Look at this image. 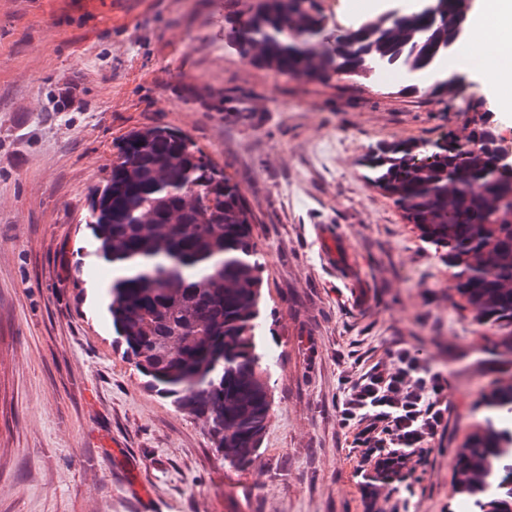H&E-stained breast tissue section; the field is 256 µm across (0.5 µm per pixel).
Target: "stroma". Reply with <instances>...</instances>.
Listing matches in <instances>:
<instances>
[{
	"instance_id": "35a3bbf8",
	"label": "stroma",
	"mask_w": 512,
	"mask_h": 512,
	"mask_svg": "<svg viewBox=\"0 0 512 512\" xmlns=\"http://www.w3.org/2000/svg\"><path fill=\"white\" fill-rule=\"evenodd\" d=\"M249 0H0V512H363L336 404L401 342L448 374V433L414 512H473L452 457L512 382L497 327L460 310L443 249L366 179L381 142L462 131L448 98L380 77L318 83L246 63L225 18ZM245 96L215 112L188 93ZM189 133L240 183L264 247L269 423L246 470L147 387L93 281L87 197L130 130ZM336 242L323 248L322 233ZM112 478H105L104 469Z\"/></svg>"
}]
</instances>
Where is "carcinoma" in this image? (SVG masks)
Listing matches in <instances>:
<instances>
[{"mask_svg":"<svg viewBox=\"0 0 512 512\" xmlns=\"http://www.w3.org/2000/svg\"><path fill=\"white\" fill-rule=\"evenodd\" d=\"M469 0H425L358 25L329 49L318 0H252L229 18L230 44L248 63L324 83L378 64L429 74L470 31L455 20ZM424 90L454 96L458 78ZM470 141L450 130L425 143L378 145L367 179L393 199L421 236L445 250L453 290L476 319L503 330L512 354V168L496 164L495 121L470 99ZM240 184L184 131L148 126L116 145L93 188L85 224L96 255L114 267L107 310L148 387L204 420L229 466L253 462L272 408L261 330L263 249ZM492 412L453 459L456 489L479 512H512V384L486 392Z\"/></svg>","mask_w":512,"mask_h":512,"instance_id":"1","label":"carcinoma"}]
</instances>
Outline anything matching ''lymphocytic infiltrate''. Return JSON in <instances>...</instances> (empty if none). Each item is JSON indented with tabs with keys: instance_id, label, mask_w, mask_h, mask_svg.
I'll use <instances>...</instances> for the list:
<instances>
[{
	"instance_id": "lymphocytic-infiltrate-1",
	"label": "lymphocytic infiltrate",
	"mask_w": 512,
	"mask_h": 512,
	"mask_svg": "<svg viewBox=\"0 0 512 512\" xmlns=\"http://www.w3.org/2000/svg\"><path fill=\"white\" fill-rule=\"evenodd\" d=\"M448 379L398 343L348 381L336 405L348 460L362 499H384L403 512V493L448 424Z\"/></svg>"
}]
</instances>
